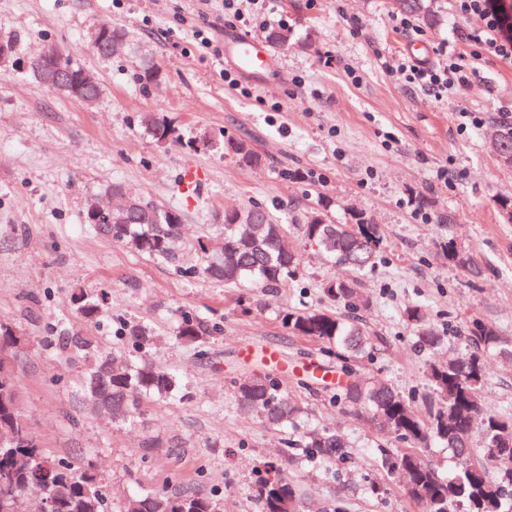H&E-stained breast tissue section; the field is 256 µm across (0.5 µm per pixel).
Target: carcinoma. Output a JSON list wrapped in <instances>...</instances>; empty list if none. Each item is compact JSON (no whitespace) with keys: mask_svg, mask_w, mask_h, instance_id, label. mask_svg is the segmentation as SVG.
<instances>
[{"mask_svg":"<svg viewBox=\"0 0 512 512\" xmlns=\"http://www.w3.org/2000/svg\"><path fill=\"white\" fill-rule=\"evenodd\" d=\"M389 5L391 10L412 13L427 24L436 21L428 0H389ZM45 61L72 85L78 84L84 72L54 49L32 61L30 68L35 70ZM143 123L159 141L172 135L173 129L152 115L143 116ZM496 151L504 164H512V125L500 127ZM224 152L241 167L266 163V157L247 140L225 141ZM327 208L328 201L321 198L307 212L301 225L302 237L305 243L316 246L327 262L351 272L350 279L331 278L321 285L325 296L347 312L288 308L281 312L282 324L296 336L322 342L327 356L347 364L348 381L333 395V403L363 409L380 430L403 444L401 448L383 450L380 465L388 475L402 472L407 476L409 493L423 512H512V455L494 457L491 452L493 448L512 451V418L487 414L481 405L486 357L490 353L511 357L512 336L502 335L491 324L474 323L469 331L473 351L429 364L432 402L428 415L420 416L391 384L365 377L352 368L353 363L371 356L378 343L360 318L368 299L360 291L359 277L374 265L382 236L367 215L356 213L349 221L335 223L328 217ZM157 211L168 212L170 219L152 223L150 217ZM182 223L178 209L143 200L140 213L114 221L112 240L160 262L175 260L186 247L204 258L203 273L228 288H286L300 276V256L290 225L279 223L261 206L224 211V241L213 254L205 238L183 245ZM442 249L448 261L472 277L482 275L473 259L459 252L452 242L444 243ZM74 301L88 318L99 312L100 302L94 297L80 295ZM407 318L416 325L421 346L429 350L443 346V339L423 320L418 308H408ZM126 338L133 349H139L151 340L150 328L131 325ZM203 339L193 317L183 316L176 340L193 346ZM19 343L21 337L0 323V442H4L0 479H6L11 487V494L0 495V512H12V499L24 494L36 480L44 481L54 494L57 512H108L101 478L89 469L74 470L42 448L20 413L14 370ZM62 345L86 358L85 391L94 404L129 422L140 417L144 402L170 398L180 390L177 375L132 359L121 349L105 351L92 339L75 335L63 338ZM232 388L240 405L275 429L295 430L306 414L304 404L290 398L279 379L270 373L240 378ZM476 434L483 443L481 459L466 453ZM429 441L452 451L457 462L455 471L446 475L423 459L421 449ZM304 448L312 459L343 463L349 457V445L336 430L310 431ZM489 461L496 464L492 474L487 468ZM276 473L275 466H268L254 485L258 512H303L301 487L285 476L276 477ZM121 512H223V508L203 493H159L140 484L124 500Z\"/></svg>","mask_w":512,"mask_h":512,"instance_id":"cac0c4a2","label":"carcinoma"}]
</instances>
